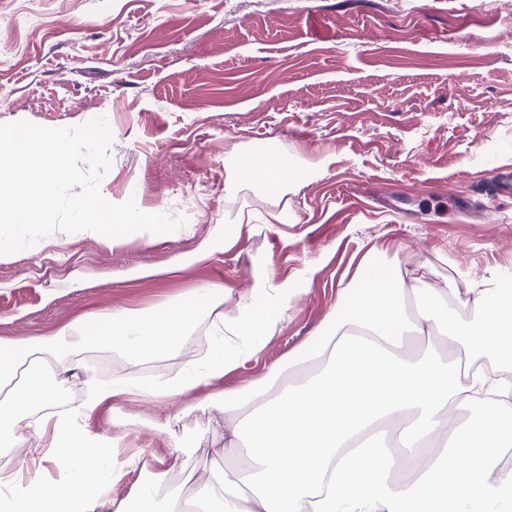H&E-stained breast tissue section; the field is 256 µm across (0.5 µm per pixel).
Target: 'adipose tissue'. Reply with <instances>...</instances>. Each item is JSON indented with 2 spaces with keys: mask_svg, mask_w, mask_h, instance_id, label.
Masks as SVG:
<instances>
[{
  "mask_svg": "<svg viewBox=\"0 0 512 512\" xmlns=\"http://www.w3.org/2000/svg\"><path fill=\"white\" fill-rule=\"evenodd\" d=\"M244 182L283 195L292 176L283 161L245 160ZM293 291L243 307L235 344L216 337L207 360L164 383L133 386L89 380L74 412L36 421L60 475L23 470L0 477V512H512V412L501 408L498 370L512 369V289L496 281L437 288L414 271L369 252L340 289L321 336L270 366L259 379L224 390L227 468L194 500L157 502L154 485L132 497L112 488L136 470L142 451L112 445L94 415L113 399H172L221 382L276 335ZM224 291L195 288L172 307L137 316L101 311L51 335L0 341V423L52 404L45 358L101 347L123 349L132 364L174 353L216 310ZM457 409L478 418L449 428ZM387 425L411 454L394 460L366 436Z\"/></svg>",
  "mask_w": 512,
  "mask_h": 512,
  "instance_id": "ef3b65f1",
  "label": "adipose tissue"
}]
</instances>
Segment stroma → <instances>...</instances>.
Wrapping results in <instances>:
<instances>
[{"label":"stroma","mask_w":512,"mask_h":512,"mask_svg":"<svg viewBox=\"0 0 512 512\" xmlns=\"http://www.w3.org/2000/svg\"><path fill=\"white\" fill-rule=\"evenodd\" d=\"M0 54V124L105 118L104 197L183 221L113 245L58 231L0 259L2 340L103 310L145 313L207 283L223 287L230 325L255 289L289 284L280 333L224 390L318 336L370 248L431 284L512 278V200L477 186L512 166V0H0ZM262 142L306 180L278 200L252 184L227 193ZM242 208L254 223L236 224ZM107 354L102 378L121 383L206 357L193 346L134 368ZM187 405L173 425L187 448L128 423ZM222 408L202 389L100 414L99 432L144 452L113 497L141 483L197 496L234 463L212 434Z\"/></svg>","instance_id":"1"}]
</instances>
